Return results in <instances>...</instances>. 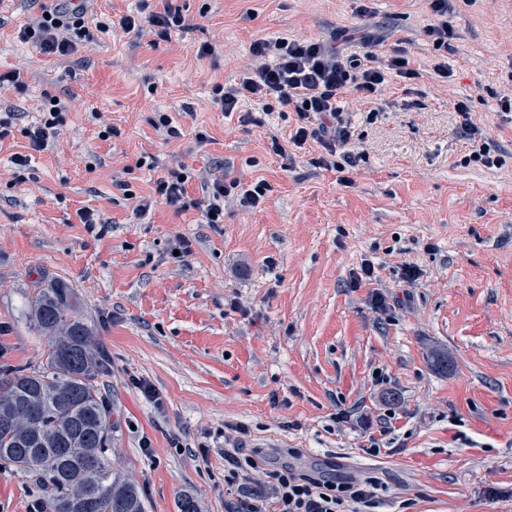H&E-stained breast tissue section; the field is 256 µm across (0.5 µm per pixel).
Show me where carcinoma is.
<instances>
[{
	"label": "carcinoma",
	"mask_w": 512,
	"mask_h": 512,
	"mask_svg": "<svg viewBox=\"0 0 512 512\" xmlns=\"http://www.w3.org/2000/svg\"><path fill=\"white\" fill-rule=\"evenodd\" d=\"M31 318L50 350L41 370L0 371V460L50 488L52 512H146L138 487L112 478L101 351L87 325L64 317L53 290L38 293Z\"/></svg>",
	"instance_id": "obj_1"
}]
</instances>
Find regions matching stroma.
<instances>
[{
    "label": "stroma",
    "mask_w": 512,
    "mask_h": 512,
    "mask_svg": "<svg viewBox=\"0 0 512 512\" xmlns=\"http://www.w3.org/2000/svg\"><path fill=\"white\" fill-rule=\"evenodd\" d=\"M188 26L155 44L112 37L138 0H98L91 40L69 57L19 42L26 13L0 0V72L20 70L23 89L0 113L34 122L45 95L70 99L58 144L14 176L22 137L0 142V369L45 364L48 337L29 320L36 294L63 289L106 357L96 384L111 413L112 473L136 484L147 512H227L240 495L224 483V426L247 428L245 453L266 482L280 448L310 475L372 477L373 512H512V122L498 96L512 87V0H458L448 93L423 31L427 0H179ZM384 26L382 50L401 47L416 71L415 94L390 80L387 110L353 131L366 157L352 186L273 154L264 129H235L211 102L214 82L238 78L251 43ZM214 56L198 58L204 43ZM470 99L474 123L499 162L470 159L453 103ZM100 120H93V113ZM180 115L183 135L164 142L157 113ZM117 129L102 141L99 123ZM211 141L198 146L194 131ZM224 164L265 202L227 207L220 224L197 209L160 204L139 218L113 187L149 194L171 163ZM90 208L94 230L76 212ZM191 252L175 258L180 240ZM376 284L354 285L364 261ZM421 270L417 287L402 263ZM384 285L387 309L371 296ZM240 309H232V301ZM448 359L435 368L434 355ZM147 380L155 408L135 386ZM387 417L379 450L339 410ZM151 441L150 450L139 445ZM46 493L0 464V512H28Z\"/></svg>",
    "instance_id": "1"
}]
</instances>
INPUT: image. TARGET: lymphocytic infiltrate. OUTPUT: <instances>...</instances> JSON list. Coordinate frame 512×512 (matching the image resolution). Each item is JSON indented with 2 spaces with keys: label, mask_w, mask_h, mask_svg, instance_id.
<instances>
[{
  "label": "lymphocytic infiltrate",
  "mask_w": 512,
  "mask_h": 512,
  "mask_svg": "<svg viewBox=\"0 0 512 512\" xmlns=\"http://www.w3.org/2000/svg\"><path fill=\"white\" fill-rule=\"evenodd\" d=\"M28 12L27 22L19 32L23 42L35 43L48 56L67 57L88 42L87 15L90 0H19ZM185 17L174 0H164L162 11L133 13L121 17L124 32L168 39L172 30L182 28ZM367 50L364 55H344L340 46L313 40L263 38L252 43L247 64L237 83L215 85L212 101L224 114H238L242 125L259 126L274 106L289 109L295 124L287 142L271 136L274 154L285 152L286 145L304 150L318 145L314 166L340 173L342 184H351V172L363 159L364 150L353 140L351 121L340 104L345 91L356 93L371 102L380 96L388 76L408 82L416 77L407 53L394 49L381 56L374 52L375 41L363 36ZM255 104L252 112H240L242 102ZM66 100L45 101L37 124L14 130V113L0 116V141L20 132L26 138L29 154H12L10 163L17 169L29 166L32 155L54 143L65 123ZM198 181L203 197L190 199V181ZM266 182L257 181L241 187L229 173L214 176L185 163L165 169L154 182L151 197L140 198L134 207L137 216H146L158 204L179 210H202L205 223L220 224L228 206L253 210L265 198ZM372 478L333 480L303 473L291 464L282 465L272 475L269 495L252 494L241 499L235 512H265L266 498H274L277 512H348L350 505L366 508L374 504Z\"/></svg>",
  "instance_id": "1"
}]
</instances>
